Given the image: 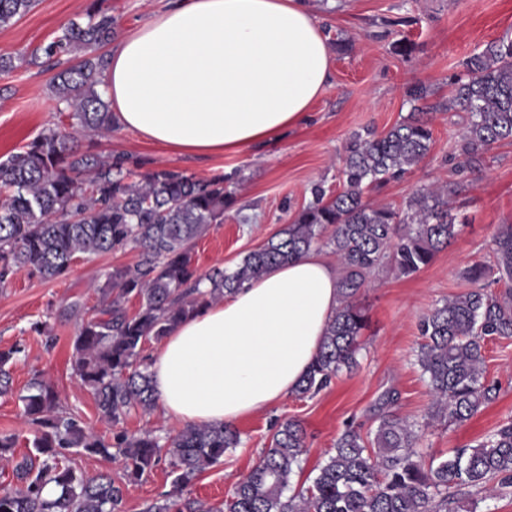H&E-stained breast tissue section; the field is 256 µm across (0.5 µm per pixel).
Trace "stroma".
I'll use <instances>...</instances> for the list:
<instances>
[{
    "label": "stroma",
    "mask_w": 512,
    "mask_h": 512,
    "mask_svg": "<svg viewBox=\"0 0 512 512\" xmlns=\"http://www.w3.org/2000/svg\"><path fill=\"white\" fill-rule=\"evenodd\" d=\"M168 0H103L115 19L118 35L128 34L165 9ZM92 0H38L15 24L0 28V57L12 58L11 72L0 73V158L15 152L47 127H69L64 104L51 94L54 68L32 63L35 50L70 21H83ZM313 13L333 50L331 82L314 101L306 120L282 138L239 152L195 156L170 151L140 136L114 128L85 140L81 150L97 154L125 153L145 168L165 167L200 178L237 173L238 211L211 225L193 249L199 272L220 266L234 269L287 224L295 209L311 198L321 182L338 187L340 157L350 136L365 128L383 132L413 109L407 90L425 85L434 106L433 146L412 172L371 190L367 199L379 205L404 206L424 186L454 182L452 200L460 223L454 241L430 265L402 276L376 271L361 302L368 326L360 338L359 365L339 375L312 397L288 396L270 410L242 419V443L183 492L184 499L217 504L258 461L274 423L295 419L307 432V452L292 479L301 489L311 485L318 465L331 452L348 421L373 436L378 403L385 393L396 397L397 415L423 423L420 448L430 456L472 446L512 421V338L485 342V376L498 391L470 420L448 424L429 419L432 396L417 364L422 338L420 318L448 298L468 292L461 273L468 265L489 260L494 236L512 224V141L497 145L477 171L463 168L456 144L460 117L443 110L462 62L488 42L512 37V0H310ZM409 39L411 53L400 52ZM137 250L118 249L84 256L63 277L43 280L17 272L0 284V349L18 344L25 353L11 366L14 392L0 397V435L18 437L16 455L27 453L29 426L20 415V395L31 378L55 386L63 409L79 414L101 435L109 425L99 420L92 394L72 374L73 338L97 302L94 285L104 283L117 266L137 263ZM168 463L149 476L126 484L125 512L144 505L171 487Z\"/></svg>",
    "instance_id": "1"
}]
</instances>
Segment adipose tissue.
Masks as SVG:
<instances>
[{"label":"adipose tissue","instance_id":"adipose-tissue-1","mask_svg":"<svg viewBox=\"0 0 512 512\" xmlns=\"http://www.w3.org/2000/svg\"><path fill=\"white\" fill-rule=\"evenodd\" d=\"M331 58L306 0H173L111 45L101 89L146 141L237 152L301 123ZM337 298L336 271L313 250L203 306L149 366L164 416L233 426L277 405L307 373Z\"/></svg>","mask_w":512,"mask_h":512}]
</instances>
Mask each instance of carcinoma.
I'll use <instances>...</instances> for the list:
<instances>
[{"label":"carcinoma","mask_w":512,"mask_h":512,"mask_svg":"<svg viewBox=\"0 0 512 512\" xmlns=\"http://www.w3.org/2000/svg\"><path fill=\"white\" fill-rule=\"evenodd\" d=\"M36 6V0H0V27ZM115 35L114 18L92 5L84 21H71L36 49L34 57L72 65L57 74L54 96L71 109L70 129L47 128L0 160V283L21 270L56 279L80 256L126 247L139 253L133 267L115 268L95 286V316L74 337L72 373L95 400L98 418L117 426L140 409L153 410L157 395L143 367L144 346L165 338L204 304L260 278L266 270L312 249L336 256V313L312 366L299 384L305 397L357 366L359 338L367 317L359 295L374 270L389 265L409 276L428 266L456 237L448 186L418 189L402 208L372 205L368 189L405 176L430 153L433 132L426 112H411L385 132L352 136L341 159L340 188H311V199L279 233L246 254L237 267L201 274L193 264L197 239L237 203L233 177L197 178L168 168L142 170L125 154L80 151L91 131L109 132L114 117L98 91L107 58L102 49ZM467 80L454 82L448 108L466 113L459 140L465 164L480 168L497 144L512 140V38L487 43L465 62ZM493 263H474L462 277L476 285L435 306L419 323L418 365L433 396L432 409L448 422L463 423L496 394L486 383L485 341L512 337V303L485 291L492 280L512 285V226L493 241ZM207 280L212 289L201 292ZM136 300L131 311L127 303ZM22 349L0 351V396L12 392L10 366ZM22 416L35 428L32 447L16 465L17 485L0 489V512H124V490L112 475L85 476L68 464L71 450L120 458L127 478L140 480L169 459L172 490L142 512H477L479 495L493 481L512 485V422L474 446L425 459L416 448L419 425L379 402L371 445L347 425L318 466L312 485L287 495L306 453V433L296 420L277 424L265 448L231 496L215 506L181 501L183 491L224 453L241 444L226 425H188L161 441L152 431L97 434L78 414L64 410L55 387L36 376L20 396ZM53 484L61 493L44 497ZM468 489V497L458 499Z\"/></svg>","instance_id":"obj_1"}]
</instances>
